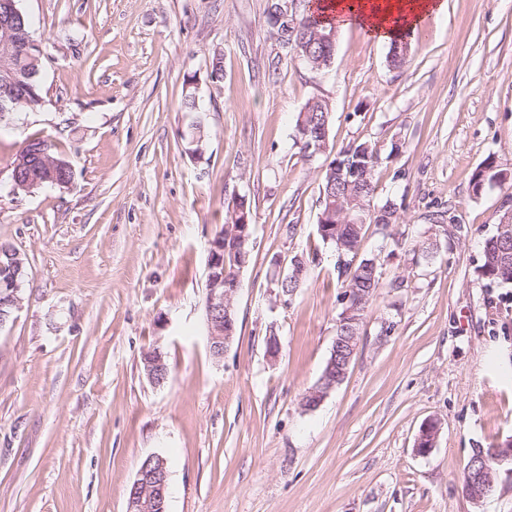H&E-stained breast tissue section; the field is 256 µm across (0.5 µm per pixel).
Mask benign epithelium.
Segmentation results:
<instances>
[{"mask_svg": "<svg viewBox=\"0 0 512 512\" xmlns=\"http://www.w3.org/2000/svg\"><path fill=\"white\" fill-rule=\"evenodd\" d=\"M271 25L280 33L289 47L300 57L313 62L311 46L305 41L293 40L299 30V20L292 4L284 2L273 8L270 15ZM3 52L0 53V111L9 112L18 101L22 100L16 86L10 77V62L15 57L30 56L36 48V43L28 38L23 41L3 42L0 44ZM301 139L307 141L305 150L322 152L326 149L328 139V126L322 124L314 131L301 128ZM16 176L12 182V193L18 188L26 189L30 193L43 183L49 182L52 186L60 187L55 174L50 172L35 178L23 177V174L32 170L33 164L24 156H18L13 164ZM233 223L227 226V232H218L210 242L209 259L206 280L205 319L208 330L209 349L214 359L224 358L229 343L236 331L234 298L238 288L224 287V277L227 272V262L224 254V238L232 237L238 244V267H244L250 256L248 243L251 238L249 215L246 205L237 201ZM10 274L0 279V308L10 307V311H0V329L13 320L15 312L21 308L19 279L26 276L25 261L19 252H9ZM338 336L334 338L331 357L327 361L326 369L316 387L306 396L304 406L312 409L321 404L324 398L340 385L347 377L353 355L359 343L358 332L345 326V322H337ZM143 368L148 379L160 385L167 377V365L163 354L158 349L147 352L143 356ZM169 472L167 460L160 455H150L145 464L138 470L131 491L127 495L126 512H165Z\"/></svg>", "mask_w": 512, "mask_h": 512, "instance_id": "7a95c632", "label": "benign epithelium"}]
</instances>
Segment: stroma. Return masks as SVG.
I'll return each instance as SVG.
<instances>
[{"label":"stroma","mask_w":512,"mask_h":512,"mask_svg":"<svg viewBox=\"0 0 512 512\" xmlns=\"http://www.w3.org/2000/svg\"><path fill=\"white\" fill-rule=\"evenodd\" d=\"M447 2L405 65L350 27L316 70L279 40L271 0H19L43 103L0 125V241L26 262L0 329V512H126L153 454L170 465L168 512H512V465L482 504L463 488L473 449L512 442V285L480 272L512 182L473 192L487 159L512 171V0ZM317 99L331 114L313 155L297 119ZM34 138L74 180L12 195L8 165ZM361 142L380 157L372 204L394 200L399 220L365 227L381 286L346 379L307 410L342 310L322 173ZM241 198L250 259L218 361L209 248ZM297 257L308 278L287 299ZM153 349L160 385L143 369ZM143 368L148 379L160 385L167 377V365L160 350L154 349L143 356Z\"/></svg>","instance_id":"stroma-1"}]
</instances>
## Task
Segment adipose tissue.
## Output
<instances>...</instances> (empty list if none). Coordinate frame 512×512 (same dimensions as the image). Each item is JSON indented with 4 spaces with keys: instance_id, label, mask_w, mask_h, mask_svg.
Here are the masks:
<instances>
[{
    "instance_id": "1",
    "label": "adipose tissue",
    "mask_w": 512,
    "mask_h": 512,
    "mask_svg": "<svg viewBox=\"0 0 512 512\" xmlns=\"http://www.w3.org/2000/svg\"><path fill=\"white\" fill-rule=\"evenodd\" d=\"M447 0H321L319 11L336 27L355 26L380 43L416 32L428 17H440Z\"/></svg>"
}]
</instances>
